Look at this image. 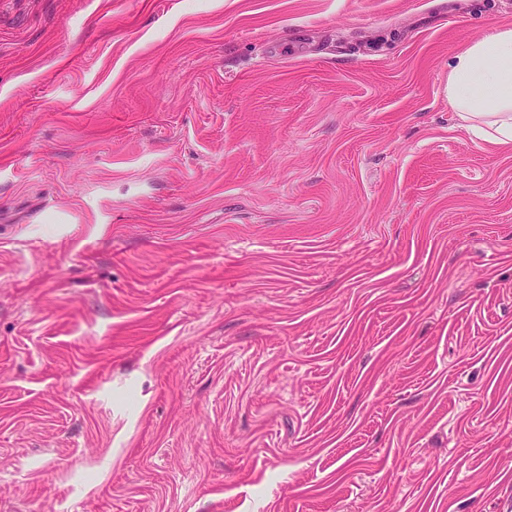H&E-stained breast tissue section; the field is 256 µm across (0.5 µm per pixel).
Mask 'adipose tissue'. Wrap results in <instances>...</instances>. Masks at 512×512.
Listing matches in <instances>:
<instances>
[{
    "instance_id": "ef3b65f1",
    "label": "adipose tissue",
    "mask_w": 512,
    "mask_h": 512,
    "mask_svg": "<svg viewBox=\"0 0 512 512\" xmlns=\"http://www.w3.org/2000/svg\"><path fill=\"white\" fill-rule=\"evenodd\" d=\"M448 104L469 132L512 145V27L469 44L448 69Z\"/></svg>"
}]
</instances>
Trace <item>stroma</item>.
I'll return each instance as SVG.
<instances>
[{
    "instance_id": "35a3bbf8",
    "label": "stroma",
    "mask_w": 512,
    "mask_h": 512,
    "mask_svg": "<svg viewBox=\"0 0 512 512\" xmlns=\"http://www.w3.org/2000/svg\"><path fill=\"white\" fill-rule=\"evenodd\" d=\"M512 0H0V512H512ZM448 105L469 132L512 145V27L498 28L455 56L448 69Z\"/></svg>"
}]
</instances>
